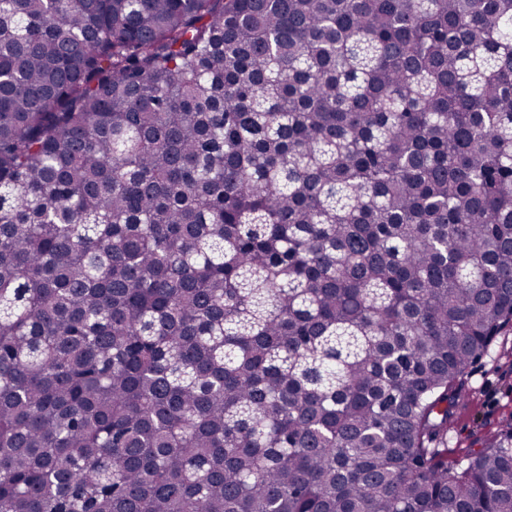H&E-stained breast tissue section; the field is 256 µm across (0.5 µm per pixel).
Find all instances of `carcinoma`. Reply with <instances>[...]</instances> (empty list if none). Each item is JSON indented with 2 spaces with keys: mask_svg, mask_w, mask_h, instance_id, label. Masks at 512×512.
I'll return each instance as SVG.
<instances>
[{
  "mask_svg": "<svg viewBox=\"0 0 512 512\" xmlns=\"http://www.w3.org/2000/svg\"><path fill=\"white\" fill-rule=\"evenodd\" d=\"M508 326L512 0H0V512H512ZM468 394L454 408L448 463L464 459L512 424V328L469 369Z\"/></svg>",
  "mask_w": 512,
  "mask_h": 512,
  "instance_id": "cac0c4a2",
  "label": "carcinoma"
}]
</instances>
